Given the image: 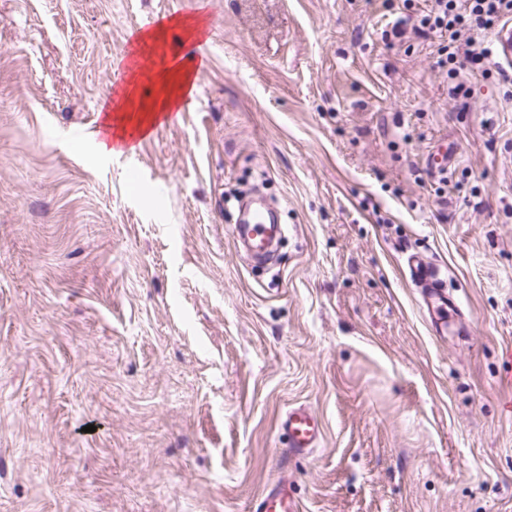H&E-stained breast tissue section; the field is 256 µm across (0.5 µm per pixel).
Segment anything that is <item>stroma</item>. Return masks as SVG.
<instances>
[{"label":"stroma","mask_w":512,"mask_h":512,"mask_svg":"<svg viewBox=\"0 0 512 512\" xmlns=\"http://www.w3.org/2000/svg\"><path fill=\"white\" fill-rule=\"evenodd\" d=\"M425 7L0 0V512H249L283 471L302 512H512V85L459 111L432 37L384 38ZM186 14L193 96L99 153L136 33ZM232 191L279 206L273 267ZM409 253L469 335L432 332ZM299 405L323 440L284 463ZM272 231L280 236L283 234V227L272 213V209L253 211L247 219L238 220L231 229L233 239L245 247L253 260L268 258L270 253L264 247Z\"/></svg>","instance_id":"obj_1"}]
</instances>
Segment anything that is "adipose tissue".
<instances>
[{
	"mask_svg": "<svg viewBox=\"0 0 512 512\" xmlns=\"http://www.w3.org/2000/svg\"><path fill=\"white\" fill-rule=\"evenodd\" d=\"M130 70L131 79L120 95L127 106L126 112L108 113L103 118L104 132L99 141V148L105 153L113 152L114 142L125 144L135 138L145 137L195 89L190 71L176 61H161L155 74L160 84V93L151 106L144 108L135 102L137 81L142 74L138 58H131Z\"/></svg>",
	"mask_w": 512,
	"mask_h": 512,
	"instance_id": "ef3b65f1",
	"label": "adipose tissue"
}]
</instances>
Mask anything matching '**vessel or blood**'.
Instances as JSON below:
<instances>
[{"instance_id":"b4317fda","label":"vessel or blood","mask_w":512,"mask_h":512,"mask_svg":"<svg viewBox=\"0 0 512 512\" xmlns=\"http://www.w3.org/2000/svg\"><path fill=\"white\" fill-rule=\"evenodd\" d=\"M282 230V225L272 211L265 210L252 212L248 218L238 220L231 233L233 239L245 247L251 259L262 260L268 256L265 245L271 233ZM405 266L410 281L420 288L421 297L430 313L433 331L442 336L447 335L448 316L458 313L459 308L448 294L439 268L417 253L406 257ZM279 429L288 439L287 447L279 451L280 457L284 459L311 454L319 447L322 439L321 421L316 414L301 406L285 412ZM250 512H301L290 479L283 475L267 485L253 499Z\"/></svg>"}]
</instances>
